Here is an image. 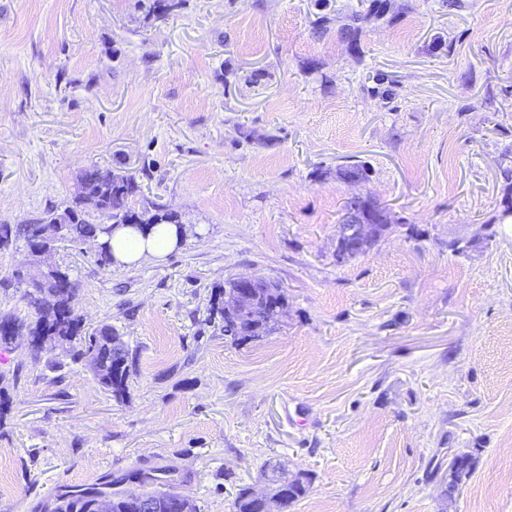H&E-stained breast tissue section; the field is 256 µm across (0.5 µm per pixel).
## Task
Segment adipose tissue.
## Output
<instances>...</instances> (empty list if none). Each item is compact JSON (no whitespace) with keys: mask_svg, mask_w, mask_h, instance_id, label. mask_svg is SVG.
<instances>
[{"mask_svg":"<svg viewBox=\"0 0 512 512\" xmlns=\"http://www.w3.org/2000/svg\"><path fill=\"white\" fill-rule=\"evenodd\" d=\"M178 238V229L171 224L159 225L147 234L118 227L112 233V256L122 265L158 260L175 247Z\"/></svg>","mask_w":512,"mask_h":512,"instance_id":"adipose-tissue-1","label":"adipose tissue"}]
</instances>
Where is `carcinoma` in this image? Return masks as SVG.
<instances>
[{
    "mask_svg": "<svg viewBox=\"0 0 512 512\" xmlns=\"http://www.w3.org/2000/svg\"><path fill=\"white\" fill-rule=\"evenodd\" d=\"M82 193L74 205L61 214H52L40 224H0V246L5 248L22 244L33 245L40 234L46 241L81 243L89 239L99 240L102 251L97 263L101 266L112 264L110 238L111 228L105 224H93L86 218L83 205L90 203L114 224H178L177 214L156 207L136 211L129 200L139 190L132 177H119L104 173L97 168L86 170L80 176ZM62 278L68 283L74 282L70 269L50 265L40 273L41 297L25 291L23 300L29 313L25 317L6 314L0 316V329L13 328L19 334L23 331L35 339L59 347L73 361H83L92 371L98 384L120 400L128 390V381L133 373V357L127 347L117 350L112 340L116 333L110 326H104L91 333H83L82 319L76 312L77 289L68 294L56 295V280ZM236 280L231 279L218 290L212 300L207 321L223 334L233 330V321H238V338L235 342L244 344L269 336L278 329L282 312L280 308L288 306L284 289L274 281L260 279L254 286V298L264 304L257 318H242L224 309V296L233 292ZM471 458L467 454L455 456L448 465L450 481L448 490L452 491L469 475ZM122 487L105 492L100 489L86 488L68 492L57 497L51 512H95L94 501L105 495L110 498L111 512H133V503L144 494H154L153 477L140 469H132L120 480ZM310 478L301 472L288 489V506H293L303 498L309 489ZM233 512H258L250 496V487L240 488L233 502Z\"/></svg>",
    "mask_w": 512,
    "mask_h": 512,
    "instance_id": "obj_1",
    "label": "carcinoma"
}]
</instances>
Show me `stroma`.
I'll return each mask as SVG.
<instances>
[{"label":"stroma","mask_w":512,"mask_h":512,"mask_svg":"<svg viewBox=\"0 0 512 512\" xmlns=\"http://www.w3.org/2000/svg\"><path fill=\"white\" fill-rule=\"evenodd\" d=\"M167 2L0 0V224L96 167L188 227L157 262L58 245L134 373L119 402L60 350L0 347V512L133 468L232 512L266 463L308 472L292 512H512V0ZM354 199L399 229L340 266ZM248 274L288 308L238 345L205 320Z\"/></svg>","instance_id":"stroma-1"}]
</instances>
